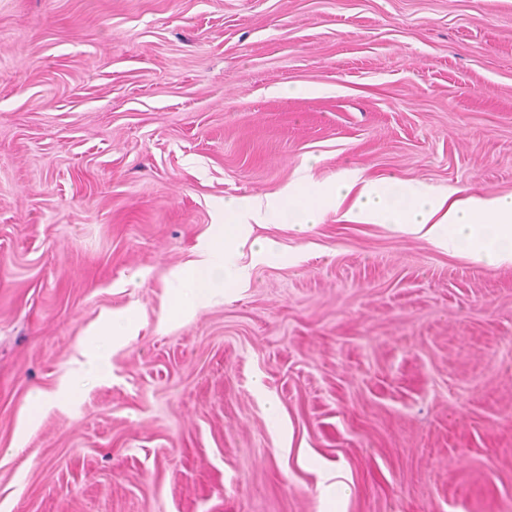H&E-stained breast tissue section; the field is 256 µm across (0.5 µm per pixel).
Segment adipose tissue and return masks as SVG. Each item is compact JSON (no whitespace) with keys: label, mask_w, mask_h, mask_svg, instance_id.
Listing matches in <instances>:
<instances>
[{"label":"adipose tissue","mask_w":512,"mask_h":512,"mask_svg":"<svg viewBox=\"0 0 512 512\" xmlns=\"http://www.w3.org/2000/svg\"><path fill=\"white\" fill-rule=\"evenodd\" d=\"M335 210L341 221L384 224L425 240L448 254L463 253L489 266L512 265V196L449 199L430 196L416 181L371 180L357 168L343 170L333 183L316 181L309 168L279 194L248 201L228 200L225 225L218 245L201 248L197 259L176 269L170 279L166 316L175 318L228 298L243 290L249 266L239 264L241 247L253 225L288 217L299 230L316 224L324 209ZM135 322L128 313L113 315L105 335L93 337L73 370L72 383L100 374L114 345L132 336Z\"/></svg>","instance_id":"obj_1"}]
</instances>
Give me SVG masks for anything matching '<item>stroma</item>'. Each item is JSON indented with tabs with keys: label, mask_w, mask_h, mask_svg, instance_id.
<instances>
[{
	"label": "stroma",
	"mask_w": 512,
	"mask_h": 512,
	"mask_svg": "<svg viewBox=\"0 0 512 512\" xmlns=\"http://www.w3.org/2000/svg\"><path fill=\"white\" fill-rule=\"evenodd\" d=\"M306 162L512 194V0H0V512H512V265L329 210L164 318L225 199ZM135 322L127 313L112 315L107 332L102 336H95L76 361L72 379L77 380L87 374H101L107 368V360L114 345L134 335Z\"/></svg>",
	"instance_id": "1"
}]
</instances>
